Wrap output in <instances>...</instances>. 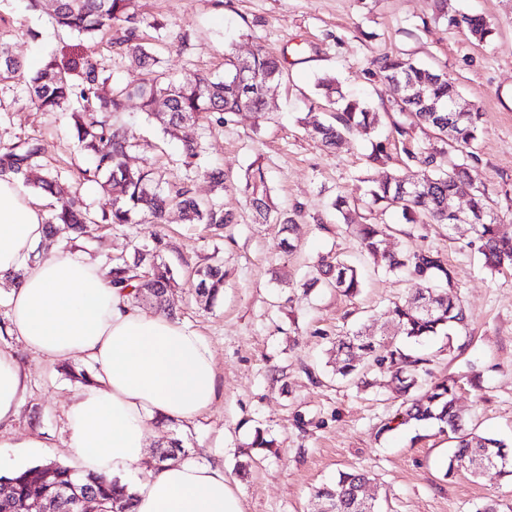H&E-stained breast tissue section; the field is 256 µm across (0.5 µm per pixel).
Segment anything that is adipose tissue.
Instances as JSON below:
<instances>
[{
    "instance_id": "1",
    "label": "adipose tissue",
    "mask_w": 512,
    "mask_h": 512,
    "mask_svg": "<svg viewBox=\"0 0 512 512\" xmlns=\"http://www.w3.org/2000/svg\"><path fill=\"white\" fill-rule=\"evenodd\" d=\"M45 238L41 207L0 175V278L22 274L9 294V331L43 359L81 357L95 368L68 411L78 474H136L133 512H243L222 462L181 458L138 472L157 422L189 424L212 408L219 385L209 345L163 312L131 304L86 259L60 248L35 258ZM27 386L23 367L0 349V427L17 418Z\"/></svg>"
}]
</instances>
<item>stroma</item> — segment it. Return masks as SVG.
<instances>
[{"label": "stroma", "mask_w": 512, "mask_h": 512, "mask_svg": "<svg viewBox=\"0 0 512 512\" xmlns=\"http://www.w3.org/2000/svg\"><path fill=\"white\" fill-rule=\"evenodd\" d=\"M147 22L142 36L156 50L171 76L201 70L224 71L228 52L248 56L256 47L287 60L286 76L269 91L264 115L242 112L221 127L206 119L183 125L178 138L163 134L157 120L145 119L137 102L124 115L137 147L132 166L171 167L182 138H200L206 152L199 164L220 165L224 191L214 192L204 177L196 194L215 198L237 216L236 223L213 234L202 224L183 223L171 213L160 229L164 260L175 271L169 301L177 320L202 336L217 367L220 396L193 424L156 427L151 447L177 438L188 457L220 460L242 493L244 512H317L315 487L331 483L339 471L369 473V493L380 512H477L490 499L512 512V483L495 471L473 477L467 470L446 475L452 442L434 426H402L381 432L399 400L389 377L375 376L363 387L336 376L334 345L360 327L380 335L386 311L418 282L391 274L363 258L350 224L330 219L337 195L354 196L362 178L380 179L405 169L401 142L365 168L368 138L346 136L326 149L303 129L308 112L321 98L318 75L332 72L345 96L362 98L376 110L388 107L387 87L370 74L375 57L388 53L444 69L455 82L461 104L482 114V135L471 166L500 216L512 220V0H448L449 12L476 13L493 26L479 43L465 29L440 18L435 0H138ZM164 23L163 34L152 29ZM32 36H25V29ZM0 30L14 33L13 51L26 66L56 55L94 57L112 80L138 82L142 74L118 54L110 36L95 43L57 31L47 16L25 11L24 0H0ZM41 148L38 164L65 184L94 212L109 197L83 171L70 112H39L31 105L22 78L0 83V152L23 141ZM262 165L271 196L281 210L303 208L285 250L279 225L261 224L247 206L244 176ZM353 222L383 221L393 226L389 248L418 247L439 253L454 270L456 295L468 325L451 337L427 342L424 353L435 378L457 382L456 405L467 428L478 435L512 441V269L489 272L468 225L405 224L394 212L357 210ZM151 227L126 224L92 227L76 243L95 264L106 255H128L150 243ZM353 262L362 288L348 297L335 289H306L318 256ZM224 266V294L212 306L200 305L191 290L195 270ZM29 374V390L10 425L14 435L35 434L45 446L34 463L71 464L66 412L79 383L66 377L60 362L35 356L12 335L0 334ZM266 447L254 446L256 434Z\"/></svg>", "instance_id": "1"}]
</instances>
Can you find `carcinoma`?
I'll return each mask as SVG.
<instances>
[{
    "instance_id": "cac0c4a2",
    "label": "carcinoma",
    "mask_w": 512,
    "mask_h": 512,
    "mask_svg": "<svg viewBox=\"0 0 512 512\" xmlns=\"http://www.w3.org/2000/svg\"><path fill=\"white\" fill-rule=\"evenodd\" d=\"M439 15L452 25H463L471 36L484 42L493 35V28L481 15H448L447 0H437ZM49 16L60 29L93 38L102 30H115L113 46L129 56L148 79L139 84L107 85L91 58L79 66L80 82L74 83L68 69L55 56H48L35 70L27 72L26 84L31 103L41 112H60L74 98L82 101L73 112L74 128L80 151L92 162V176L103 178L101 186L112 195V205L101 215L92 213L83 201L73 197L47 221V234L56 236L65 231L64 249H75V242L84 237L91 224H154L168 222L176 208L191 224H208L221 229L236 223V215L213 200L198 197L186 182L171 183L165 174L129 165V151L134 137L121 124V115L128 102L136 98L141 111L159 120L164 133L173 136L184 120H195L205 113L210 122L222 126L239 112L263 114L269 110L267 90L285 77V59L259 48L250 56L240 58L228 54L224 59V75L212 76L200 71L173 78L159 66L155 51L141 42L142 19L136 0H51ZM13 34L0 32V81L12 79L24 64L12 50ZM374 74L383 80L393 94V108L406 118L391 123V136L405 144L418 128L430 133L434 142L424 148L404 147L406 165L416 167L419 180L409 182L405 176L390 174L367 186L359 198L338 195L333 209L349 221L352 206L360 202L376 206L382 212L398 210L406 224L470 225L483 264L491 272L512 268V225L500 219L486 191L472 192L468 210L457 217L448 212V201L465 188L476 184L468 159L482 134L481 113L459 112V95L448 81L446 72L423 67L410 58L382 56L372 61ZM338 79L331 74L318 78L316 87L323 99V108L333 112V120L309 117L305 129L324 147L340 145L345 134L362 131L370 134L382 123V116L362 100L343 96ZM458 160L448 162V151ZM203 152L196 140H184L180 146L182 165H197ZM40 154L36 143L24 142L0 153V174H10L50 194L61 189L49 175H34L35 158ZM244 192L255 216L263 223L281 225L291 231L294 218L274 210L266 172L261 166L245 174ZM361 252L390 272L403 271L420 282L407 297L389 309L394 332L380 340L371 339L360 329L349 332L336 342V375L354 378L359 370L357 353L374 354L373 363L383 373H390L396 390L403 397L397 425L435 424L455 442L448 458L445 476L464 468L477 476L483 464L512 456L502 439L482 436L465 429L456 408L455 386L448 380L431 384L426 400L412 398L419 387L421 375L428 373L429 359L414 350V345L466 325L463 308L454 294L455 273L437 253L418 248L393 251L385 246L389 226L356 224L353 227ZM315 275L310 285L318 283L348 296L361 288L357 268L338 259L321 257L313 265ZM109 276L112 285L130 289L134 302L151 301L156 309L173 315L167 294L176 283L170 266L147 249L137 248L132 258L111 259ZM224 288V271L219 264L197 271L195 294L206 306L214 303ZM368 475L356 469L338 473L336 480L314 490L313 497L321 512H377L375 499L364 489ZM36 485L47 498H54L69 486L79 488L98 501L101 512H129L131 495L116 478L87 474L77 476L70 467L46 462L0 475V512H19L31 486Z\"/></svg>"
}]
</instances>
